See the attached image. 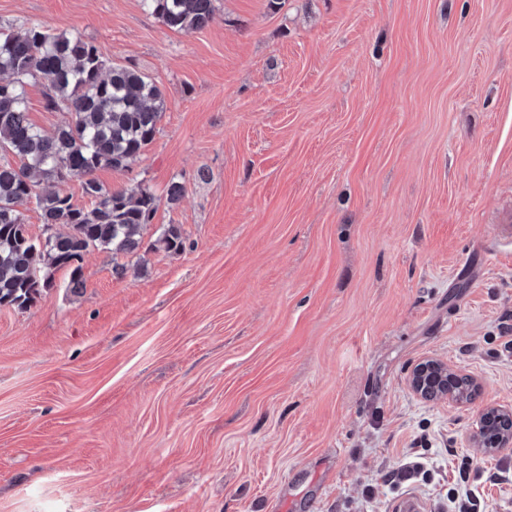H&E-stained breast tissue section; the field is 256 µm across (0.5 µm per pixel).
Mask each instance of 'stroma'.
<instances>
[{
    "label": "stroma",
    "mask_w": 512,
    "mask_h": 512,
    "mask_svg": "<svg viewBox=\"0 0 512 512\" xmlns=\"http://www.w3.org/2000/svg\"><path fill=\"white\" fill-rule=\"evenodd\" d=\"M267 4L186 34L141 0H0L162 88L153 143L97 178L185 187L124 277L94 249L84 288L0 307V512H443L461 458L512 465L471 438L512 409V0ZM428 359L474 398L417 395ZM416 456L428 481L384 483Z\"/></svg>",
    "instance_id": "stroma-1"
}]
</instances>
